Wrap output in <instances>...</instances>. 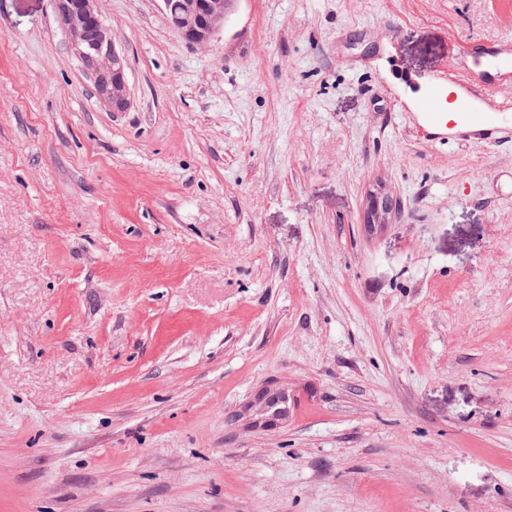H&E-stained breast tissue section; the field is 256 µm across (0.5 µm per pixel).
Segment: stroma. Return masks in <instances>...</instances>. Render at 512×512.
<instances>
[{
    "mask_svg": "<svg viewBox=\"0 0 512 512\" xmlns=\"http://www.w3.org/2000/svg\"><path fill=\"white\" fill-rule=\"evenodd\" d=\"M101 13L124 112L0 0V512H512V139L418 125L512 0ZM164 10L170 9V0H161ZM189 0H171L173 11H169L170 18L178 16L187 5L184 16L174 17L175 25L180 35L193 46H204L208 44L214 35L224 28V18L231 11L236 0H211L203 12H199Z\"/></svg>",
    "mask_w": 512,
    "mask_h": 512,
    "instance_id": "obj_1",
    "label": "stroma"
}]
</instances>
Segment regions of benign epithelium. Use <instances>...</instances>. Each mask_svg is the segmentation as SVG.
Wrapping results in <instances>:
<instances>
[{
    "label": "benign epithelium",
    "instance_id": "obj_1",
    "mask_svg": "<svg viewBox=\"0 0 512 512\" xmlns=\"http://www.w3.org/2000/svg\"><path fill=\"white\" fill-rule=\"evenodd\" d=\"M235 0H210L202 12L191 3L185 14L174 18L180 35L193 46L208 44L214 35L224 28V18L231 11ZM100 0H54L57 15L70 35L78 57L91 74L102 99L114 112H124L131 104V91L125 72L124 57L112 43L102 24ZM94 32L97 50L86 53L89 32ZM396 204L384 195V206L366 213L368 224H384Z\"/></svg>",
    "mask_w": 512,
    "mask_h": 512
}]
</instances>
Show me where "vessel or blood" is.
<instances>
[{
	"label": "vessel or blood",
	"mask_w": 512,
	"mask_h": 512,
	"mask_svg": "<svg viewBox=\"0 0 512 512\" xmlns=\"http://www.w3.org/2000/svg\"><path fill=\"white\" fill-rule=\"evenodd\" d=\"M470 64L452 73L448 84L460 89L467 103L457 121H449L440 89L428 92L420 101V125L425 129L458 126L463 139L490 143L512 137V112L493 105L494 89L512 82V43L479 44L469 52Z\"/></svg>",
	"instance_id": "1"
}]
</instances>
